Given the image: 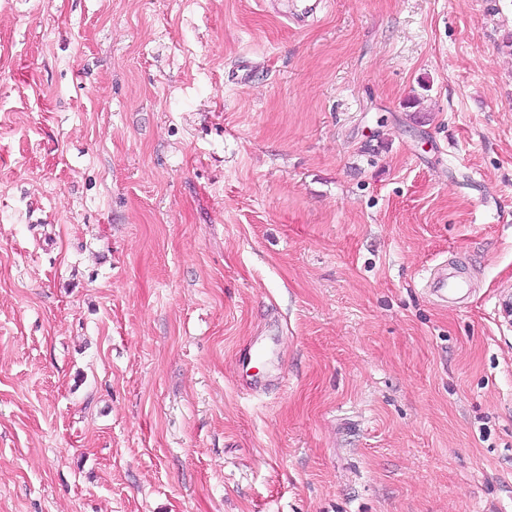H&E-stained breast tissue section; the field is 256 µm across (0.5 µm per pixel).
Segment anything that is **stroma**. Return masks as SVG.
Wrapping results in <instances>:
<instances>
[{
  "mask_svg": "<svg viewBox=\"0 0 512 512\" xmlns=\"http://www.w3.org/2000/svg\"><path fill=\"white\" fill-rule=\"evenodd\" d=\"M508 301L512 0H0V512H512ZM426 287L429 292L436 293L440 299L447 302L448 295H456L465 290V283L459 279L448 277V275L439 276V269H437L433 276L427 281Z\"/></svg>",
  "mask_w": 512,
  "mask_h": 512,
  "instance_id": "1",
  "label": "stroma"
}]
</instances>
